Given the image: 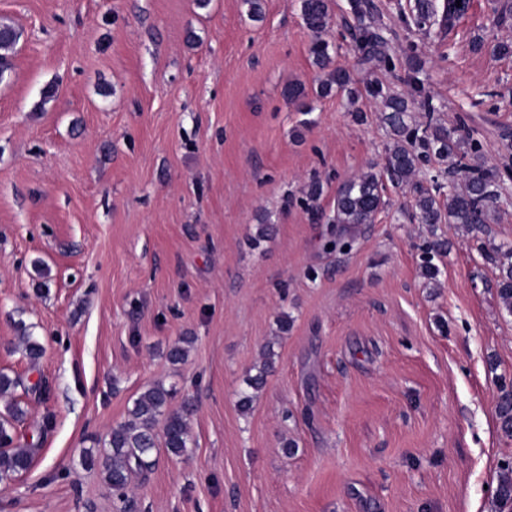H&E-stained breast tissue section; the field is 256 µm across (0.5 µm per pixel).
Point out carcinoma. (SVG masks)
<instances>
[{
	"mask_svg": "<svg viewBox=\"0 0 512 512\" xmlns=\"http://www.w3.org/2000/svg\"><path fill=\"white\" fill-rule=\"evenodd\" d=\"M300 17L311 32L312 41L309 56L313 66L322 74L316 94L325 97L331 92L347 94L350 103H355L362 90L356 86L349 70L334 65L336 46L327 38L331 27L329 0H298ZM414 20L419 27L428 23L443 28L452 25L461 10L442 7L437 12L433 0H415ZM21 31L7 22H0V56L7 54L18 44ZM361 63L386 64L389 58L381 51L382 37L374 32L359 28L351 33ZM368 93L382 99L386 109L384 121L389 127L390 143L386 147L385 163L377 171L369 167L342 181L336 188L334 215L331 223L336 225L337 234L328 239L330 250L348 252L353 249L355 229L374 223L377 214L387 205L383 180L404 189L414 188V218L420 224H460L469 231L481 230L491 223L500 198L499 187L502 176L485 170L474 162L479 152L478 144L468 142L456 128H448L433 119L435 107L426 102L428 120L416 123L411 115L410 94H389L377 86ZM288 100L299 104V111L309 108L303 103L307 96L305 87L291 83L285 88ZM442 162L452 160L444 174L451 178V190L443 195V187L437 178H431L433 187L424 189L414 185V177L420 165L432 159ZM447 250V243L441 240L427 242L423 249L420 265L421 274L427 280H434L439 268L433 263L436 256ZM498 268L496 292L499 306L512 315V247L497 249L491 256ZM17 348L30 361L38 360L43 345L35 336L33 326L22 319L15 322ZM187 336L175 342L167 352L168 361L175 365L182 362L187 354ZM274 364V353L267 350L257 373L244 380L239 392L238 404L241 410L252 407L259 392L265 385L267 373ZM21 381L0 372V397L9 398L5 413L0 415V482H7L25 473L32 465L34 449L17 444L15 424L26 415L21 402L11 398ZM175 393L174 386L155 383L142 391L128 408L126 418L112 426L107 433L102 455H85L82 464L87 468H98L103 480L112 489L117 499L128 502L126 490L132 477L143 474L151 466L150 458L158 446L166 448L174 456H183L191 447L189 419L194 411L191 402L185 401L178 409L170 407ZM497 417L501 431L512 437V389L502 390L497 403ZM495 499L499 512H512V463L506 464L500 475Z\"/></svg>",
	"mask_w": 512,
	"mask_h": 512,
	"instance_id": "carcinoma-1",
	"label": "carcinoma"
}]
</instances>
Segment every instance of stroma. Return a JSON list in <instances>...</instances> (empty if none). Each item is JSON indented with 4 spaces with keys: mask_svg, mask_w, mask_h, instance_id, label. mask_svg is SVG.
<instances>
[{
    "mask_svg": "<svg viewBox=\"0 0 512 512\" xmlns=\"http://www.w3.org/2000/svg\"><path fill=\"white\" fill-rule=\"evenodd\" d=\"M505 2L421 29L409 0H365L360 17L330 0L334 63L402 93L416 59L436 119L504 171ZM0 19L23 32L0 78V371L41 386L17 426L33 465L0 484V512H118L80 456L157 382L175 384L172 407L194 399L193 445L158 449L130 512H496L512 315L488 254L512 246V180L482 232L417 223L412 190L388 188L356 249L330 253L337 183L382 166L389 136L381 101L315 96L296 0H263L259 21L241 0H0ZM358 26L382 33L389 64L360 63L345 35ZM291 83L307 112L284 97ZM260 224L273 232L256 245ZM433 236L448 252L429 281ZM20 319L45 347L37 361L13 348ZM268 348L274 369L241 411ZM447 250V243L441 240L428 241L423 249L420 265L421 274L427 280H434L439 274V268L433 263L435 256H441Z\"/></svg>",
    "mask_w": 512,
    "mask_h": 512,
    "instance_id": "35a3bbf8",
    "label": "stroma"
}]
</instances>
